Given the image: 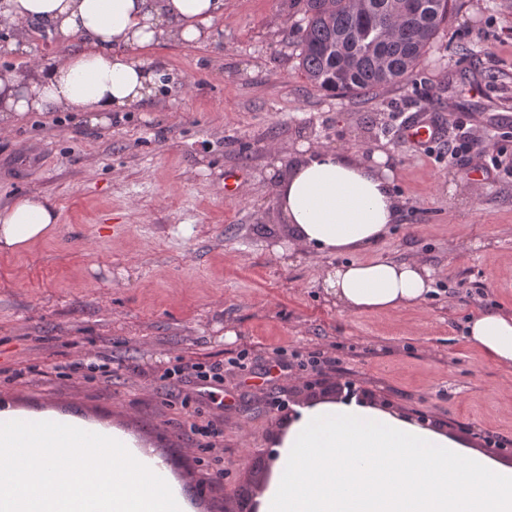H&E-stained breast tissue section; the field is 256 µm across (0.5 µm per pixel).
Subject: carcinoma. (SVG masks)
Here are the masks:
<instances>
[{"label":"carcinoma","instance_id":"carcinoma-1","mask_svg":"<svg viewBox=\"0 0 512 512\" xmlns=\"http://www.w3.org/2000/svg\"><path fill=\"white\" fill-rule=\"evenodd\" d=\"M291 31L299 68L315 87L371 94L409 79L452 0H302Z\"/></svg>","mask_w":512,"mask_h":512}]
</instances>
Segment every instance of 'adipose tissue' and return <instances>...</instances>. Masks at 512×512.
<instances>
[{
	"instance_id": "adipose-tissue-1",
	"label": "adipose tissue",
	"mask_w": 512,
	"mask_h": 512,
	"mask_svg": "<svg viewBox=\"0 0 512 512\" xmlns=\"http://www.w3.org/2000/svg\"><path fill=\"white\" fill-rule=\"evenodd\" d=\"M223 0H0L14 50L43 26L66 52L25 76L0 71V127L27 113L76 112L108 124L153 94L146 53L165 41L207 40ZM387 156L302 147L276 201L295 243L329 255L374 247L398 223L401 203ZM48 200L20 195L0 207V252L51 237ZM340 312L391 314L434 293L426 264L376 258L339 263L321 278ZM466 335L512 367V313L473 318ZM257 512H512V466L446 431L367 401L295 405L271 441ZM0 512H194L162 460L123 429L51 410H0Z\"/></svg>"
}]
</instances>
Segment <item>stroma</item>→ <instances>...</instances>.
Returning a JSON list of instances; mask_svg holds the SVG:
<instances>
[{
    "instance_id": "1",
    "label": "stroma",
    "mask_w": 512,
    "mask_h": 512,
    "mask_svg": "<svg viewBox=\"0 0 512 512\" xmlns=\"http://www.w3.org/2000/svg\"><path fill=\"white\" fill-rule=\"evenodd\" d=\"M302 17L299 0H224L212 41L154 48V95L109 124L32 112L0 130V206L31 194L59 213L51 238L0 253V404L125 430L195 512H236L292 405L348 381L512 466V370L464 337L471 317L512 310V0H458L408 81L361 96L305 78L289 37ZM58 52L50 33L14 52L0 30V69L22 75ZM424 109L441 137L409 146L397 131ZM304 143L387 153L401 217L370 255L433 269L420 307L345 314L324 292L334 256L294 245L275 200ZM485 168L493 178L475 177ZM282 349L336 364L283 375ZM242 351L252 367L225 371L223 410L193 385L182 406L162 378L170 357ZM90 362L108 373L86 375ZM218 416L222 451L188 438V421Z\"/></svg>"
}]
</instances>
